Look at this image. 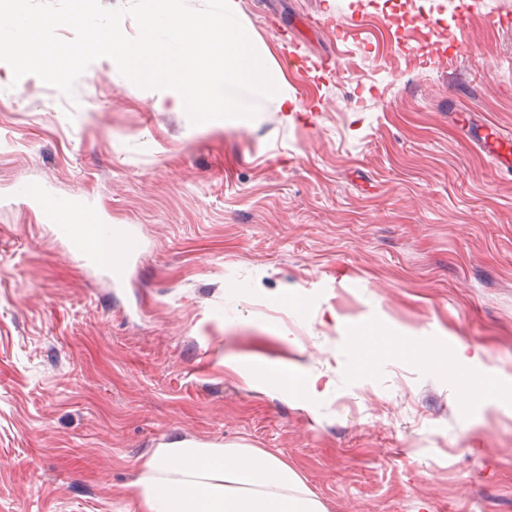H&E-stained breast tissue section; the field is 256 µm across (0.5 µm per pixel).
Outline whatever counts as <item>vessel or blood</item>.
I'll list each match as a JSON object with an SVG mask.
<instances>
[{"instance_id":"obj_1","label":"vessel or blood","mask_w":512,"mask_h":512,"mask_svg":"<svg viewBox=\"0 0 512 512\" xmlns=\"http://www.w3.org/2000/svg\"><path fill=\"white\" fill-rule=\"evenodd\" d=\"M477 145L496 160L498 168H512V139L501 135L494 128L485 132H472ZM70 208L81 217L77 224H56L52 209H43L45 223L56 224L58 232L71 243H83V256L89 264L102 267L114 282L124 280L129 265L142 250L140 234L132 224L102 223L95 211L80 200H72Z\"/></svg>"}]
</instances>
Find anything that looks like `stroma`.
Returning <instances> with one entry per match:
<instances>
[{
	"mask_svg": "<svg viewBox=\"0 0 512 512\" xmlns=\"http://www.w3.org/2000/svg\"><path fill=\"white\" fill-rule=\"evenodd\" d=\"M240 6L291 116L260 98L194 125L107 58L70 96L0 62V512H140L141 458L179 437L277 455L327 512H512V407L401 355L358 368L352 338L478 347L512 379V173L463 128L512 138V0ZM23 185L138 225L124 280ZM228 355L327 388L302 401Z\"/></svg>",
	"mask_w": 512,
	"mask_h": 512,
	"instance_id": "obj_1",
	"label": "stroma"
}]
</instances>
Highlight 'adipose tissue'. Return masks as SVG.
<instances>
[{
	"instance_id": "ef3b65f1",
	"label": "adipose tissue",
	"mask_w": 512,
	"mask_h": 512,
	"mask_svg": "<svg viewBox=\"0 0 512 512\" xmlns=\"http://www.w3.org/2000/svg\"><path fill=\"white\" fill-rule=\"evenodd\" d=\"M360 367L379 353L427 362L420 343L395 330L370 325L356 332ZM482 351L465 345L450 352L454 378L464 399L494 395L512 399L493 372L481 369ZM130 486L141 512H326L299 474L279 457L242 444L216 446L174 439L160 444L139 464Z\"/></svg>"
}]
</instances>
